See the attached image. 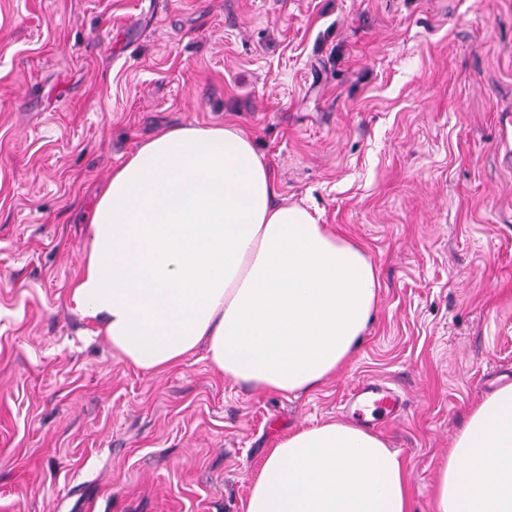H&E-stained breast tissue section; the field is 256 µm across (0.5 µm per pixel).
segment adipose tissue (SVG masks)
<instances>
[{
	"mask_svg": "<svg viewBox=\"0 0 512 512\" xmlns=\"http://www.w3.org/2000/svg\"><path fill=\"white\" fill-rule=\"evenodd\" d=\"M275 195L262 154L238 128L160 132L113 169L95 202L73 302L142 371H166L202 344L229 381L280 395L313 390L359 348L377 271L360 243ZM435 496L437 512H512V384L469 414ZM244 512L413 507L398 451L332 421L270 450Z\"/></svg>",
	"mask_w": 512,
	"mask_h": 512,
	"instance_id": "adipose-tissue-1",
	"label": "adipose tissue"
}]
</instances>
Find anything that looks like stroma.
I'll return each instance as SVG.
<instances>
[{"label":"stroma","instance_id":"obj_1","mask_svg":"<svg viewBox=\"0 0 512 512\" xmlns=\"http://www.w3.org/2000/svg\"><path fill=\"white\" fill-rule=\"evenodd\" d=\"M231 123L361 243L377 305L317 389L160 374L71 300L84 216L143 141ZM512 382V0H0V512H243L266 454L373 383L414 512ZM361 395H364L366 399L371 401L372 405L375 407L374 410L382 419L391 417L399 410L400 404L398 397L394 393L382 390L375 385H364L358 391V396Z\"/></svg>","mask_w":512,"mask_h":512}]
</instances>
